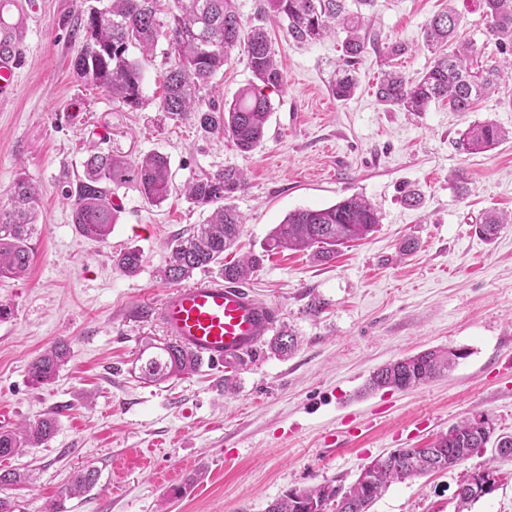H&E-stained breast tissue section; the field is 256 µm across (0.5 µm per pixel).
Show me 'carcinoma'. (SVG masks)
Instances as JSON below:
<instances>
[{
	"instance_id": "1",
	"label": "carcinoma",
	"mask_w": 512,
	"mask_h": 512,
	"mask_svg": "<svg viewBox=\"0 0 512 512\" xmlns=\"http://www.w3.org/2000/svg\"><path fill=\"white\" fill-rule=\"evenodd\" d=\"M13 0H0V50L21 39L20 21L3 17ZM102 7H90L80 15L82 39L72 61L73 68L94 88H103L112 98L130 107L143 104V82L158 44H167L174 64L167 71L161 111L176 117L196 114L201 129L222 134L244 152L262 143L273 110L269 93L285 84V75L275 60L265 21L272 18L284 26L297 43H312L328 34L343 35L342 56L336 69L332 93L338 100L350 98L357 89L356 65L370 45L366 13L377 0H263L249 29H244L235 0H172L168 20L158 19V0H96ZM488 33L501 53L512 56V0H481ZM460 16L455 8L434 15L424 29V45L433 55L430 66L416 79L399 71L382 73L376 86L378 101L406 112H424L433 102L448 101L455 112H470L473 104L496 89L502 77L512 79V59L501 66L477 55L471 42L456 41ZM243 49L255 81L238 91L225 108L203 106V91L224 69L233 53ZM505 136L493 122L467 128L455 142L456 149L479 152L496 145ZM246 185L243 173L233 168L217 171L187 184L186 198L198 207L211 206L205 223L186 237L170 244V262L162 278L178 284L197 270L217 269L224 282L238 284L259 266V258L245 255L224 261L241 234L243 216L227 203ZM172 178L167 158L148 153L134 159L90 149L83 175L62 191L72 211L78 232L104 243L117 223L120 208L115 191L132 187L150 203L164 202ZM40 201L36 185L20 176L13 184L8 202L0 206V277L26 274L33 261L30 241ZM512 219L491 211L482 218L479 232L491 239ZM380 217L364 197L353 194L320 208H299L288 213L268 238L265 251L278 248L310 250L321 261L333 259L338 247L366 238ZM143 263L142 253L128 249L114 256L113 265L124 275L136 274ZM296 346L291 333L281 331L272 347L289 354ZM70 351L61 341L37 357L30 365L34 385L48 384L67 363ZM464 354L432 349L406 357L373 372L366 389L405 390L443 375ZM200 360L176 342L160 347L140 367L151 382L177 374H192ZM57 418L45 414L34 423L24 422L12 430L0 431V458L21 454L50 439L57 430ZM492 435L487 415L464 418L448 428L434 442L428 455L415 448H399L381 457L366 482L347 488L328 484L292 489L271 502L266 512H370L375 501L394 481L448 471L486 447ZM497 470L478 471L462 482L458 497L466 506L492 493ZM94 470L77 474L62 494L78 496L96 484Z\"/></svg>"
}]
</instances>
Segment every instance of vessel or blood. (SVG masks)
<instances>
[{
  "mask_svg": "<svg viewBox=\"0 0 512 512\" xmlns=\"http://www.w3.org/2000/svg\"><path fill=\"white\" fill-rule=\"evenodd\" d=\"M17 78L16 59L0 56L1 104L13 98ZM159 317L177 342L195 355L222 365L255 353L273 327L277 312L246 288L217 277H203L167 293Z\"/></svg>",
  "mask_w": 512,
  "mask_h": 512,
  "instance_id": "b4317fda",
  "label": "vessel or blood"
}]
</instances>
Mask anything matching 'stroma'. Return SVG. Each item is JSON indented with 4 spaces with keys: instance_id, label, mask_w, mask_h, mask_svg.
<instances>
[{
    "instance_id": "stroma-1",
    "label": "stroma",
    "mask_w": 512,
    "mask_h": 512,
    "mask_svg": "<svg viewBox=\"0 0 512 512\" xmlns=\"http://www.w3.org/2000/svg\"><path fill=\"white\" fill-rule=\"evenodd\" d=\"M81 5L22 0L17 90L0 104V203L21 172L42 196L29 271L0 279V305L10 311L0 319V410L9 428L49 412L58 419L47 442L0 460V469L31 476L9 491L20 512L53 504L58 512H265L292 489L349 487L374 458L429 447L475 414L488 416L495 435H512V224L491 240L476 230L484 212L512 213V80L469 112L444 102L403 112L377 100L382 67L370 50L355 93L340 101L330 90L340 36L299 45L273 26L286 83L271 95L263 142L243 153L197 119L159 111L173 63L166 44L146 72L142 107L87 88L72 66ZM450 5L462 18L460 38L498 56L479 0H377L368 32L408 46L394 64L414 79L432 61L423 27ZM485 121L505 139L479 153L455 148L465 129ZM93 141L131 158L167 156L174 185L157 207L119 189L122 212L103 244L78 233L61 195ZM231 167L247 176L231 200L245 218L239 249L262 258L246 286L275 307V330L292 331L298 345L281 356L261 341L229 389L223 367L206 364L147 382L142 359L170 341L156 319L170 289L161 277L169 244L210 214L182 187ZM410 190L419 206L404 203ZM353 194L380 216L366 239L329 262L307 251L265 255L290 211ZM129 248L143 255L133 276L113 267ZM60 339L68 363L52 383L33 385L31 361ZM431 348L465 356L426 384L365 392L374 371ZM86 468L96 471L95 486L63 496ZM488 468L498 484L467 512H512V460L490 445L451 470L392 483L371 512H458L459 484Z\"/></svg>"
}]
</instances>
